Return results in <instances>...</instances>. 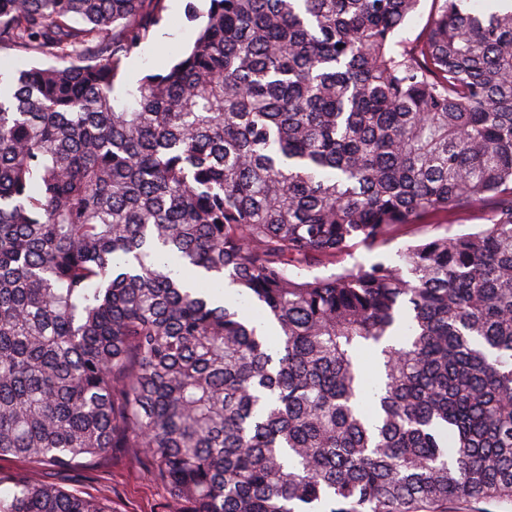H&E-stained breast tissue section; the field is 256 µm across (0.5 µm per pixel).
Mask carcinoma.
<instances>
[{"label":"carcinoma","instance_id":"obj_1","mask_svg":"<svg viewBox=\"0 0 512 512\" xmlns=\"http://www.w3.org/2000/svg\"><path fill=\"white\" fill-rule=\"evenodd\" d=\"M420 2L209 0L129 88L164 0H0V457L134 448L168 512L512 504V8L398 38ZM420 230L421 229H417V226L405 227L398 232L395 238L388 245L371 252L359 249L356 252V256L366 264L379 260H396L398 258L396 256L397 251L413 240L414 232Z\"/></svg>","mask_w":512,"mask_h":512}]
</instances>
